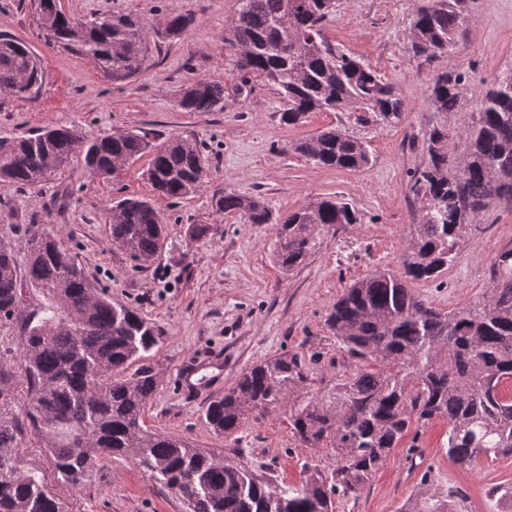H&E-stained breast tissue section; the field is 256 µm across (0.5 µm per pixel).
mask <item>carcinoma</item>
I'll return each instance as SVG.
<instances>
[{
	"label": "carcinoma",
	"mask_w": 512,
	"mask_h": 512,
	"mask_svg": "<svg viewBox=\"0 0 512 512\" xmlns=\"http://www.w3.org/2000/svg\"><path fill=\"white\" fill-rule=\"evenodd\" d=\"M40 37L92 61L114 83L147 68L161 45L180 38L190 13L154 23L137 15L74 17L57 0H33ZM468 0H426L414 15L410 48L424 59L450 56L457 45ZM336 0H238L224 45L235 50L241 89L259 81L285 101L279 121L296 125L312 112L343 107L369 114L365 121L396 126L405 115L399 88L369 63L324 35ZM44 74L22 39L0 34V90L29 100ZM467 76L455 69L439 74L428 98L442 121L423 137L427 164L412 176L411 191L427 205L413 225L401 271L376 269L353 281L336 299L329 326L357 362L349 382L350 403L332 419L308 412L292 423L303 448L336 450L331 478L310 475L298 488L271 482L246 465L191 447L182 437L142 427L158 388L157 375L141 363L157 344L155 327L137 311L94 294L83 266L61 243L33 233L29 259L19 271L11 246L0 244V322L23 329L20 363L31 401L21 420L0 421V512H64L39 472L18 466L25 431L49 449L60 479L77 487L92 480L98 459L121 456L145 467L175 491L188 512H332L331 496L355 493L382 467L413 426L448 419V456L466 465L478 457L512 456V257L499 253L492 283L473 305L442 313L414 291L417 281L439 277L455 262L476 217L497 199L512 198V73L484 91L467 148L456 167L454 130ZM184 112L224 110V84L198 79L181 87ZM316 167L361 170L372 163L366 141L325 127L294 145ZM150 155L153 190L179 199L203 185L206 156L187 138L161 145L138 130H114L90 138L66 128L0 137V182L36 187L76 161L111 177L115 161ZM217 211L243 224H270L273 254L284 270L302 266L321 236L340 224H358L348 203L322 198L287 214H274L257 195L226 192ZM112 210V241L138 261L155 259L164 225L152 202L127 197ZM39 295L24 313L26 292ZM301 376L296 357H270L247 368L224 397L211 402L205 421L215 433L232 436L249 411L265 407L273 389ZM16 372L0 360V402L13 396ZM81 431L77 444L66 429Z\"/></svg>",
	"instance_id": "carcinoma-1"
}]
</instances>
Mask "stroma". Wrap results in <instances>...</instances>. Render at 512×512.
Segmentation results:
<instances>
[{"instance_id": "1", "label": "stroma", "mask_w": 512, "mask_h": 512, "mask_svg": "<svg viewBox=\"0 0 512 512\" xmlns=\"http://www.w3.org/2000/svg\"><path fill=\"white\" fill-rule=\"evenodd\" d=\"M423 0H339L326 34L362 56L396 83L405 101L399 125L357 124L348 110L315 112L303 123L280 124L283 103L256 84L241 95L240 78L224 48L237 0H60L72 16L129 13L156 20L192 13L180 39L162 45L150 67L115 84L78 56L46 46L29 0H0V32L25 40L39 57L45 82L37 98L0 92V137L66 125L96 136L118 129L148 132L153 143L183 136L202 145L208 158L201 190L183 199L155 195L149 158L126 165L115 179L93 175L83 164L49 177L40 186L0 183V243L11 245L25 266L27 229L54 238L83 266L89 280L113 301L134 308L160 331L145 361L155 367L158 389L147 427L184 437L195 448L245 464L284 484L301 486L306 475H331L336 454L300 447L294 417L316 409L341 414L356 364L327 324L345 285L377 268H395L422 204L410 190V174L428 160L425 132L440 122L428 100L437 74L456 68L470 76L467 95L451 122L465 129L485 87L512 72V0H476L453 56L425 60L410 50V23ZM224 85L220 112H184L178 90L198 79ZM336 126L363 137L372 156L363 170L318 168L294 153L296 141ZM262 196L273 211L287 213L322 197L347 199L360 213L357 224L325 233L318 251L295 271L282 270L272 255L271 227L243 224L216 210L224 192ZM151 199L166 225L160 256L144 264L113 244L109 209L124 197ZM192 224H207L206 237L191 239ZM512 245V201H498L469 230L454 265L414 289L427 303L450 312L482 300L496 255ZM298 355L301 377L281 387L266 408L248 414L232 436L215 434L204 420L257 361ZM448 422L419 426L415 446L401 444L360 491L333 498V512H512V500L493 494L512 488V457L459 465L448 456ZM20 456L41 468L67 512H186L178 495L129 459L102 462L91 483L58 482L49 452L25 435Z\"/></svg>"}]
</instances>
